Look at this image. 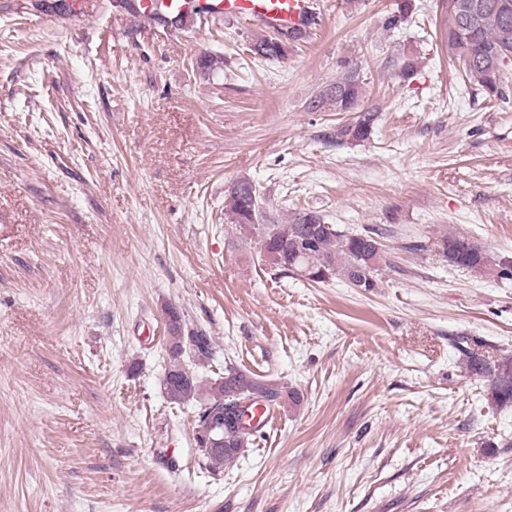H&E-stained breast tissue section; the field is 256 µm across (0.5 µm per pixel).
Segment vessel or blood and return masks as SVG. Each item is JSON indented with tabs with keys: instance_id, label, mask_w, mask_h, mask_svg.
Masks as SVG:
<instances>
[{
	"instance_id": "vessel-or-blood-1",
	"label": "vessel or blood",
	"mask_w": 512,
	"mask_h": 512,
	"mask_svg": "<svg viewBox=\"0 0 512 512\" xmlns=\"http://www.w3.org/2000/svg\"><path fill=\"white\" fill-rule=\"evenodd\" d=\"M214 17L240 18L268 30L302 28L310 0H198Z\"/></svg>"
}]
</instances>
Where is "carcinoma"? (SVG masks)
I'll return each instance as SVG.
<instances>
[{
    "label": "carcinoma",
    "mask_w": 512,
    "mask_h": 512,
    "mask_svg": "<svg viewBox=\"0 0 512 512\" xmlns=\"http://www.w3.org/2000/svg\"><path fill=\"white\" fill-rule=\"evenodd\" d=\"M302 32L286 31L280 38H260L253 51L267 59L285 55L286 44L301 39ZM448 58L462 68L463 80L486 98L503 97L509 82L507 70L512 62V0H448V25L445 29ZM336 81L327 85L309 103L313 112H357L356 121L339 128V135L363 141L370 137L378 116L377 109L364 107L366 96L361 66L351 59L339 61ZM254 184L235 182L224 195V211L239 216L235 227L254 249L263 244L283 252L288 266L278 269L283 275L306 270L312 282L325 283L334 278L359 281L364 291L377 287L383 269L392 265L382 232L374 227L349 231L335 224L326 230L311 211H295L281 220L272 219L258 209L252 196ZM441 255L448 264L473 272L512 276V263L497 260L468 237L443 238ZM169 364L163 376L166 398L174 404L192 399L200 402L197 446L204 458L220 465L235 458L253 442L260 422L253 421L261 406L298 405L300 394L276 386L255 374L229 368L224 377L208 388L190 370L184 357L193 353L209 357L208 337L200 332L185 333L181 313L167 310ZM458 339L456 349L464 356L468 372L489 383L491 402L500 408H512V358L488 360Z\"/></svg>",
    "instance_id": "obj_1"
}]
</instances>
